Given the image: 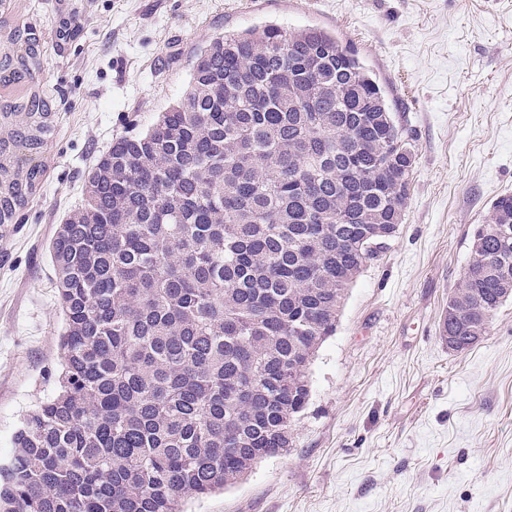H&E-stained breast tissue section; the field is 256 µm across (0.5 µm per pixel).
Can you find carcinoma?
<instances>
[{
	"label": "carcinoma",
	"instance_id": "obj_1",
	"mask_svg": "<svg viewBox=\"0 0 512 512\" xmlns=\"http://www.w3.org/2000/svg\"><path fill=\"white\" fill-rule=\"evenodd\" d=\"M21 80L32 27L7 35ZM44 90L4 105L48 111ZM51 126L25 137L42 151ZM414 158L376 76L324 28L218 36L183 99L115 139L58 225L59 389L23 421L0 512H184L292 443L310 365L397 231ZM0 196L12 224L44 167ZM440 340L462 353L512 299V194L474 233Z\"/></svg>",
	"mask_w": 512,
	"mask_h": 512
}]
</instances>
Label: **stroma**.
I'll list each match as a JSON object with an SVG mask.
<instances>
[{
	"label": "stroma",
	"mask_w": 512,
	"mask_h": 512,
	"mask_svg": "<svg viewBox=\"0 0 512 512\" xmlns=\"http://www.w3.org/2000/svg\"><path fill=\"white\" fill-rule=\"evenodd\" d=\"M79 28L57 39L60 22ZM273 22L335 32L412 135L404 216L350 288L311 365L291 448L188 512H512V302L462 353L440 340L448 296L492 202L512 193V0H0L44 48L10 101L51 91L43 185L0 233V466L55 390L63 319L49 246L84 174L185 93L209 40Z\"/></svg>",
	"instance_id": "35a3bbf8"
}]
</instances>
